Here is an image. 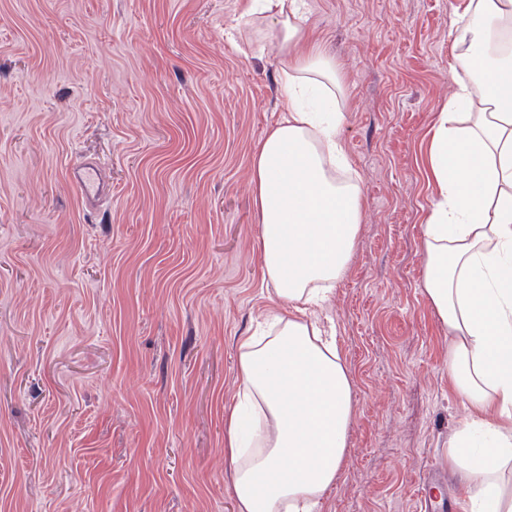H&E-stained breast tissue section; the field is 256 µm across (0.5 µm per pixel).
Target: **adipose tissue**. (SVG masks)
<instances>
[{"instance_id": "1", "label": "adipose tissue", "mask_w": 512, "mask_h": 512, "mask_svg": "<svg viewBox=\"0 0 512 512\" xmlns=\"http://www.w3.org/2000/svg\"><path fill=\"white\" fill-rule=\"evenodd\" d=\"M281 61L285 114L253 158L266 280L284 303L238 344L240 399L224 454L236 512H320L346 463L352 375L319 317L364 220L334 99L336 61L309 37L306 0H248ZM452 50L484 49L482 83L457 81L430 146L438 195L424 226L423 287L448 330V378L467 413L448 464L470 487L464 512H512V0H462Z\"/></svg>"}]
</instances>
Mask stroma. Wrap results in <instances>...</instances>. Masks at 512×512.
I'll use <instances>...</instances> for the list:
<instances>
[{
    "label": "stroma",
    "mask_w": 512,
    "mask_h": 512,
    "mask_svg": "<svg viewBox=\"0 0 512 512\" xmlns=\"http://www.w3.org/2000/svg\"><path fill=\"white\" fill-rule=\"evenodd\" d=\"M246 3L0 0V512H236L237 347L283 305L252 186L280 65ZM460 3L309 0L365 207L327 310L357 410L322 512L467 497L448 467L466 411L422 286Z\"/></svg>",
    "instance_id": "35a3bbf8"
}]
</instances>
